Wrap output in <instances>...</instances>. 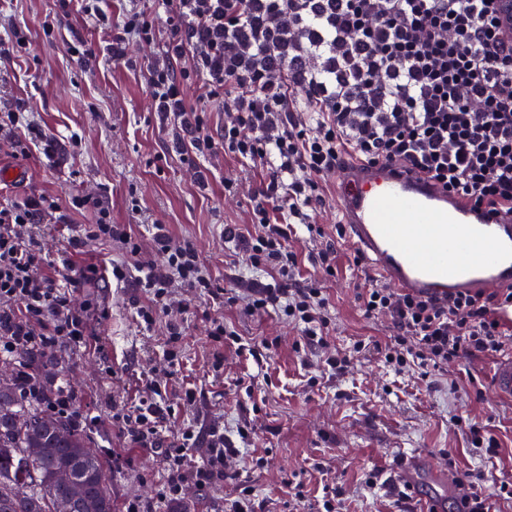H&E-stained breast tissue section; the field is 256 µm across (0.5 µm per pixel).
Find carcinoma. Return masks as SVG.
<instances>
[{
    "instance_id": "1",
    "label": "carcinoma",
    "mask_w": 512,
    "mask_h": 512,
    "mask_svg": "<svg viewBox=\"0 0 512 512\" xmlns=\"http://www.w3.org/2000/svg\"><path fill=\"white\" fill-rule=\"evenodd\" d=\"M59 424L37 403L19 399L17 389L0 390V512H54V501L69 494L57 472L78 464L84 507L76 512H112L109 472L85 434L69 429L70 439L48 440L40 455H30L45 428Z\"/></svg>"
}]
</instances>
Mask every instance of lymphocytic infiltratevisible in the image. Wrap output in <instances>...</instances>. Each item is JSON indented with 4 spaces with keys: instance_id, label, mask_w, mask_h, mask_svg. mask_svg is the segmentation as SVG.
I'll return each instance as SVG.
<instances>
[{
    "instance_id": "f902f5d3",
    "label": "lymphocytic infiltrate",
    "mask_w": 512,
    "mask_h": 512,
    "mask_svg": "<svg viewBox=\"0 0 512 512\" xmlns=\"http://www.w3.org/2000/svg\"><path fill=\"white\" fill-rule=\"evenodd\" d=\"M494 0H161L152 20L127 8L111 36L113 60L135 38L159 44L146 83L157 123L170 131V150L204 181V162L217 150L260 163L264 201L248 228L225 226L245 267L271 275L247 294L216 288L195 244L173 242L167 225L151 236L156 259H140L127 224L113 223L101 195L74 198L95 223L70 239L61 263L42 253L39 227L69 217L53 197L32 196L0 207V356L15 358L24 397L37 395L35 358L60 344L90 349L88 316L93 300L75 303L79 288L98 281L100 268L86 257L87 242L127 245L132 265L116 264L112 276L150 295L138 317L153 327L167 315L164 355L180 363L187 305L174 287L223 298L253 316L278 311L302 329L303 346L325 347L331 325L324 283L337 273L343 225L324 231L313 214L325 201L327 180L349 164L398 165L428 177L448 194L512 213V35L502 28ZM206 86L224 114L214 138L208 113L192 107L187 91ZM317 239L316 272L305 275L289 246L297 227ZM361 311L387 319L391 336L384 359L396 372L444 374L449 364L494 357L512 348V324L500 317L512 307V288L476 296L422 297L389 288L355 257ZM153 402L121 407L112 420L131 448L163 451L164 478L153 502L135 500L126 512H160L179 498L185 483L206 488L236 473L237 439L218 427L172 433L159 393ZM43 408L73 429L90 434L96 417L76 406L63 381L46 394ZM208 454L190 464V448Z\"/></svg>"
}]
</instances>
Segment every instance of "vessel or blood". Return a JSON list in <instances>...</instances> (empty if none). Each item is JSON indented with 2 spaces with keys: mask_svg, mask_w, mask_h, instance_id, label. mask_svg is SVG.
<instances>
[{
  "mask_svg": "<svg viewBox=\"0 0 512 512\" xmlns=\"http://www.w3.org/2000/svg\"><path fill=\"white\" fill-rule=\"evenodd\" d=\"M336 209L353 246L396 288L427 296L512 287V215H494L396 167L336 173ZM394 480L422 512H447L464 491L446 468L400 462Z\"/></svg>",
  "mask_w": 512,
  "mask_h": 512,
  "instance_id": "b4317fda",
  "label": "vessel or blood"
}]
</instances>
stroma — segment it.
<instances>
[{
  "mask_svg": "<svg viewBox=\"0 0 512 512\" xmlns=\"http://www.w3.org/2000/svg\"><path fill=\"white\" fill-rule=\"evenodd\" d=\"M21 31L24 45L9 46L10 59L0 62V111L24 109L28 120L53 134L59 150L49 160L37 148L16 154L0 142V171H22L20 181L0 185V204L46 194L68 208L70 229L51 224L40 230L48 257L58 258L70 233L94 223L93 212L72 209L75 196L94 189L108 205L113 223L128 224L144 258L155 256L149 227L169 225L175 239L192 240L217 287L248 288L234 243L224 227L247 224L260 199L261 171L252 162L216 155L207 185L193 182L185 165L166 150L169 136L151 119L147 68L155 47L129 40L126 59L112 62L99 52L104 34L81 12L62 15L57 0H0V39ZM95 53H88V46ZM237 181L224 191L225 178ZM349 243L340 246V270L326 287L332 305L329 341L343 348L360 339L365 352L348 372H316L299 346L297 327L275 314L248 316L221 301L186 292L189 309L180 366L169 367L164 355L165 324L144 331L135 319L145 302L138 289L99 282L83 288L76 301L94 298L100 311L91 315L92 350L48 349L34 361L43 375L67 382L80 409L100 420L95 448L126 454L124 469L111 475L112 505L152 497L161 476L159 456L150 449L126 447L112 428V405L145 397L144 378L167 385L172 429L190 425L204 431L223 427L235 436L246 426L253 434L236 462V481L205 490L185 484L169 512H227L229 499L249 487L255 512H320L325 488L339 494L340 512H417L414 499L389 481L398 458L418 457L452 474L481 469L487 475L490 512H512V499L495 495L500 482L512 483V399L498 397L491 374L498 361L475 358L449 365L447 375L395 374L376 351L389 334L385 319L365 318L359 310L356 276ZM220 319L241 336L267 337L277 345L263 365L223 347L215 364L207 336L211 320ZM253 395H246V387ZM197 392L195 405L183 400L185 388ZM492 425L499 453H479L455 416ZM262 457L261 469H250L251 456ZM303 483L306 496L283 493L286 480Z\"/></svg>",
  "mask_w": 512,
  "mask_h": 512,
  "instance_id": "obj_1",
  "label": "stroma"
}]
</instances>
